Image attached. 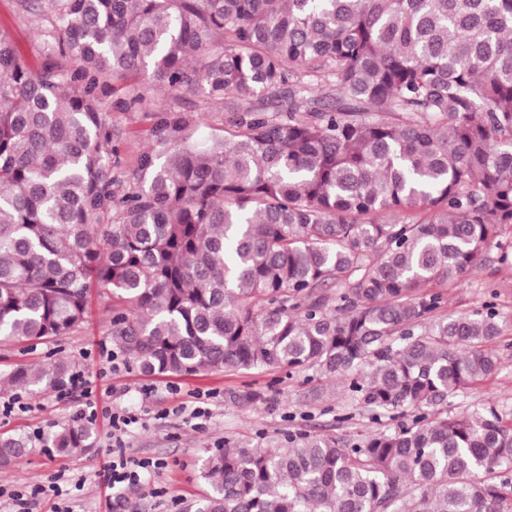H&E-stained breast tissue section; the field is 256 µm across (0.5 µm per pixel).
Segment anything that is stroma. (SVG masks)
I'll use <instances>...</instances> for the list:
<instances>
[{
    "mask_svg": "<svg viewBox=\"0 0 512 512\" xmlns=\"http://www.w3.org/2000/svg\"><path fill=\"white\" fill-rule=\"evenodd\" d=\"M42 25V19L20 11L18 0H0V34L12 41L35 71L47 59ZM108 100L113 104L108 118L116 133L114 144L126 172L152 146L156 114L185 117L199 140L220 133L224 127L223 103L201 94L179 96L158 87L145 105L129 111L116 107V95H109ZM500 241V247L489 248L477 267L448 290L449 312L470 313L491 301L503 325L494 344L500 362L498 374L449 398L448 411L452 414L480 411L491 405L512 413V265L500 261L502 253L512 254V229L504 230ZM111 309V299L96 290L91 295L88 320L78 331L34 345L0 343L2 374L20 365L48 367L63 360L94 375L91 398L76 393L59 403L48 391L30 394L26 400L32 405L31 411L0 418V434L29 439V451L22 460L0 465L1 489L10 492L56 474L61 477L59 494L43 497L35 512H49L55 502L69 512H182L205 491L203 461L225 439L253 442L262 436L273 442L288 431L357 439L389 422L387 416L354 400L340 380L311 370L289 375L252 369L205 376H145L129 365L100 376L99 345L108 339L105 324ZM249 390L262 392L263 401L239 403L238 393ZM199 392L207 394L209 400L207 417L197 422L178 413L176 407ZM90 399L138 416V424L125 438V454L160 464L143 488L105 494L103 464L109 443L105 420L92 422L96 439L83 454L64 457L51 448L53 433L60 426L72 424L73 414Z\"/></svg>",
    "mask_w": 512,
    "mask_h": 512,
    "instance_id": "35a3bbf8",
    "label": "stroma"
}]
</instances>
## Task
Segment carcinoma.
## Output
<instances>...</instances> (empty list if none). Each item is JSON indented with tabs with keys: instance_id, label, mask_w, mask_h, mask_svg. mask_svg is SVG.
Instances as JSON below:
<instances>
[{
	"instance_id": "obj_1",
	"label": "carcinoma",
	"mask_w": 512,
	"mask_h": 512,
	"mask_svg": "<svg viewBox=\"0 0 512 512\" xmlns=\"http://www.w3.org/2000/svg\"><path fill=\"white\" fill-rule=\"evenodd\" d=\"M0 36V339L107 331L148 375L314 369L407 421L360 443L210 452L193 512H512V414H448L498 371L495 306L448 284L512 228V0H19ZM148 71L226 102L224 134L156 116L128 178L101 86ZM70 365L20 366L48 391ZM94 441L52 436L61 456ZM28 453L0 436V462ZM44 24L42 19L23 14L18 0H0V33L12 41L33 71L40 70L47 59Z\"/></svg>"
}]
</instances>
